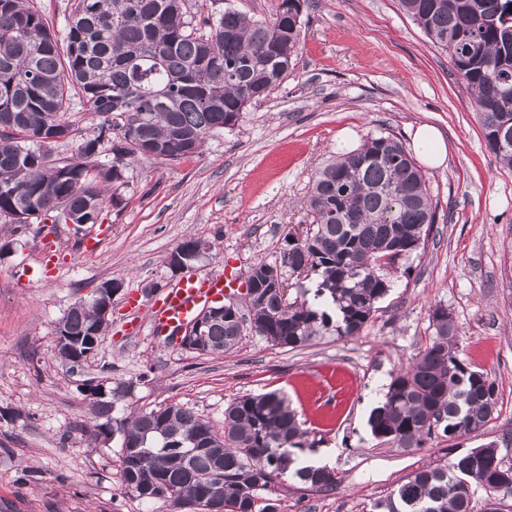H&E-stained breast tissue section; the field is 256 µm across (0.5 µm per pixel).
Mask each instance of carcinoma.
<instances>
[{
	"label": "carcinoma",
	"mask_w": 512,
	"mask_h": 512,
	"mask_svg": "<svg viewBox=\"0 0 512 512\" xmlns=\"http://www.w3.org/2000/svg\"><path fill=\"white\" fill-rule=\"evenodd\" d=\"M74 0L65 32L50 31L30 0H0V223L13 231L44 218L75 228L98 222L138 156L176 161L198 152L209 133L232 128L295 67L307 0H279L266 18L233 7L204 13L207 0ZM399 8L448 54L454 76L471 92L486 147L512 168V0H397ZM101 118L98 133L70 160L53 146L70 136L71 94ZM112 164L98 162L104 142ZM305 233L288 234L280 261L255 264L246 281L248 313H225L209 331L211 354L239 344L247 316L251 332L293 350L315 339L356 337L391 288L399 260L426 245L436 219L425 175L391 133L314 172ZM111 196H106V193ZM206 249L190 237L178 247L185 262ZM317 276L307 299L301 277ZM67 335L85 345L107 327L96 297L74 303L61 318ZM431 334L391 377L370 413L372 436L397 448L453 441L484 428L497 412L495 383L466 363L448 309L433 308ZM90 387L93 436L110 427L118 385L104 396ZM118 428L120 473L135 497L168 498L186 512H210L211 481L224 482L215 512H277L273 499L256 510L261 493L296 479L313 491L336 475L298 456L302 428L278 392L246 394L224 408V431L190 408L170 404L131 412ZM195 438L216 444L197 447ZM512 465L496 446L472 448L443 465L416 471L362 512H512V488L499 491Z\"/></svg>",
	"instance_id": "carcinoma-1"
}]
</instances>
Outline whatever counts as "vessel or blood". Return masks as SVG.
Here are the masks:
<instances>
[{"mask_svg":"<svg viewBox=\"0 0 512 512\" xmlns=\"http://www.w3.org/2000/svg\"><path fill=\"white\" fill-rule=\"evenodd\" d=\"M238 284L236 274L227 272L215 276H189L176 284L159 290L151 302H143L140 295H130L125 303L130 316V333H139L142 326H150L152 333L163 336L192 321L211 302L232 294ZM148 317H141V310Z\"/></svg>","mask_w":512,"mask_h":512,"instance_id":"b4317fda","label":"vessel or blood"}]
</instances>
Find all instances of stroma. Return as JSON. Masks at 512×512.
<instances>
[{"mask_svg": "<svg viewBox=\"0 0 512 512\" xmlns=\"http://www.w3.org/2000/svg\"><path fill=\"white\" fill-rule=\"evenodd\" d=\"M296 65L234 128L211 134L198 154L140 157L126 170L120 206L100 227L0 224V512H180L125 489L120 436L86 433L85 384L130 385L115 418L157 405L198 412L216 429L245 394L284 393L311 448L331 453L337 483L313 491L296 481L271 493L279 512H361L419 468L443 464L448 444H378L367 419L400 363L423 346L430 313L447 307L464 358L499 393L494 419L459 441L460 451L496 442L512 463V168L486 146L471 95L446 53L396 0H308ZM436 127L448 154L425 169L436 223L424 249L403 257L394 286L361 336H327L287 351L244 331L236 349L201 355L155 336H130L125 301L152 298L180 281L167 265L186 238L207 242L190 274L246 277L278 260L290 232L309 219L312 174L342 148L389 132L410 145L420 124ZM122 289L98 346L80 366L54 355L56 325L104 281Z\"/></svg>", "mask_w": 512, "mask_h": 512, "instance_id": "1", "label": "stroma"}]
</instances>
